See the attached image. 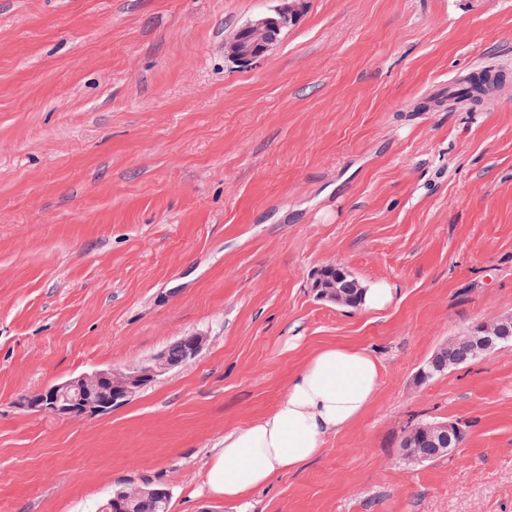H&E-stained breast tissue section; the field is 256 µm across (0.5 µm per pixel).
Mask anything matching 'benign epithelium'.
I'll return each mask as SVG.
<instances>
[{
    "label": "benign epithelium",
    "instance_id": "benign-epithelium-1",
    "mask_svg": "<svg viewBox=\"0 0 512 512\" xmlns=\"http://www.w3.org/2000/svg\"><path fill=\"white\" fill-rule=\"evenodd\" d=\"M295 18L294 4L286 0L272 15H261L236 29L226 40L225 50L240 67L252 65L264 57L281 39L285 28ZM454 340L464 345L468 354L450 361L437 348L428 365L441 371L449 364H464L495 350L512 340V314L473 324ZM184 346L182 364L194 361L205 345L202 336L180 338ZM175 368L161 352L149 361L126 370L102 369L43 388L30 396L26 407L40 414L59 418L94 417L109 413L128 402L145 385ZM460 446L459 434L451 422H443L404 438L402 448L416 463L433 456L451 455Z\"/></svg>",
    "mask_w": 512,
    "mask_h": 512
}]
</instances>
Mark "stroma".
<instances>
[{
  "label": "stroma",
  "instance_id": "obj_1",
  "mask_svg": "<svg viewBox=\"0 0 512 512\" xmlns=\"http://www.w3.org/2000/svg\"><path fill=\"white\" fill-rule=\"evenodd\" d=\"M282 3L0 0V512H99L147 480L170 512H512V344L418 378L512 313V83L431 103L512 74V0H297L236 66L227 37ZM331 263L393 301L319 300ZM190 335L193 362L108 414L22 405ZM327 344L381 359L365 415L245 503L212 495L210 448ZM434 421L460 448L408 466ZM340 278L346 280L356 279L347 268L341 265H326L318 269L314 275L312 284L317 296L319 292L326 287V285L331 282H335L336 279ZM363 288L350 291L343 304L337 307L355 308L362 304L370 309H384L393 299L394 290L386 283H370Z\"/></svg>",
  "mask_w": 512,
  "mask_h": 512
}]
</instances>
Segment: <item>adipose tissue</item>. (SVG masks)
I'll return each mask as SVG.
<instances>
[{"label": "adipose tissue", "mask_w": 512, "mask_h": 512, "mask_svg": "<svg viewBox=\"0 0 512 512\" xmlns=\"http://www.w3.org/2000/svg\"><path fill=\"white\" fill-rule=\"evenodd\" d=\"M381 360L360 346L327 345L291 373L274 406L224 433L209 451L206 485L231 502L317 458L328 436L360 420L374 401Z\"/></svg>", "instance_id": "ef3b65f1"}]
</instances>
